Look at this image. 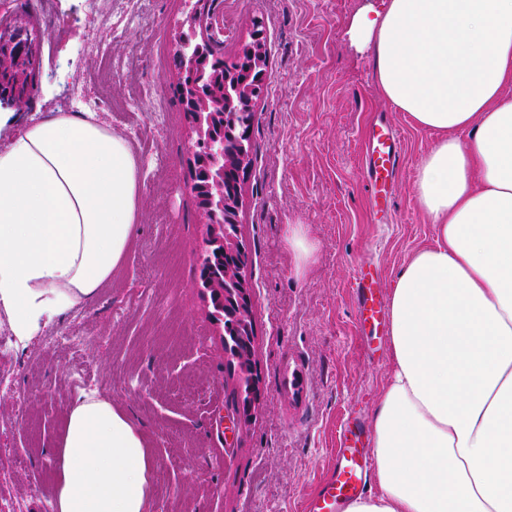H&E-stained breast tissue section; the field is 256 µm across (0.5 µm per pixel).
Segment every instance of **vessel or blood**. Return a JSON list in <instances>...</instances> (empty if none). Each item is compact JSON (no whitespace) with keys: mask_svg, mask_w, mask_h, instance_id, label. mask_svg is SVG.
I'll return each mask as SVG.
<instances>
[{"mask_svg":"<svg viewBox=\"0 0 512 512\" xmlns=\"http://www.w3.org/2000/svg\"><path fill=\"white\" fill-rule=\"evenodd\" d=\"M397 155L396 131L384 122L372 126L368 135L365 166L367 184L375 208H383L387 202L386 183L393 174ZM355 286L358 330L368 327L380 330L385 325L386 312L378 294V277L369 270H360ZM366 438V430L362 424L352 422L346 426L332 472L320 484L316 495L306 504L304 512H344L346 504L364 492L369 472L365 452Z\"/></svg>","mask_w":512,"mask_h":512,"instance_id":"1","label":"vessel or blood"}]
</instances>
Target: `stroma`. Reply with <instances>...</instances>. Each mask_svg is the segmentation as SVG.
Masks as SVG:
<instances>
[{"label":"stroma","instance_id":"obj_1","mask_svg":"<svg viewBox=\"0 0 512 512\" xmlns=\"http://www.w3.org/2000/svg\"><path fill=\"white\" fill-rule=\"evenodd\" d=\"M0 0V21L35 37V81L22 122L72 109L71 87L103 99L96 115L125 136L143 174L142 219L120 269L89 301L27 343L0 352V498L48 512V454L79 394L131 408L150 438L152 512H303L328 475L345 423H369L390 370L389 345L370 352L356 328L355 277L398 269L435 228L413 183L435 133L385 99L371 49L353 44L352 16L372 0H216L233 61L261 22L268 80L254 103L251 164L238 236L249 261L252 369L261 397L233 426L238 370L199 286L205 230L190 189V120L176 88L175 32L190 0ZM384 119L400 136L387 212L365 180L364 129ZM304 225L317 244L297 273L285 237ZM100 337L44 351L71 328Z\"/></svg>","mask_w":512,"mask_h":512}]
</instances>
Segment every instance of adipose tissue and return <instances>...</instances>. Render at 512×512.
I'll use <instances>...</instances> for the list:
<instances>
[{
    "mask_svg": "<svg viewBox=\"0 0 512 512\" xmlns=\"http://www.w3.org/2000/svg\"><path fill=\"white\" fill-rule=\"evenodd\" d=\"M348 34L372 47L387 100L438 138L413 186L435 242L390 295L377 489L345 512H512V0H380ZM16 123L0 111V312L25 338L122 265L142 172L91 113ZM48 462L51 512H150V444L111 400L78 397Z\"/></svg>",
    "mask_w": 512,
    "mask_h": 512,
    "instance_id": "1",
    "label": "adipose tissue"
}]
</instances>
